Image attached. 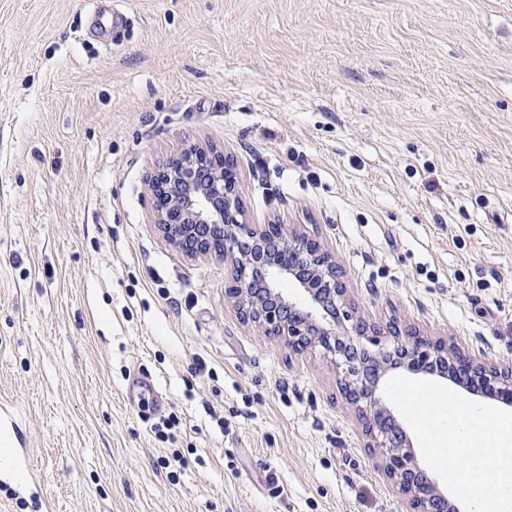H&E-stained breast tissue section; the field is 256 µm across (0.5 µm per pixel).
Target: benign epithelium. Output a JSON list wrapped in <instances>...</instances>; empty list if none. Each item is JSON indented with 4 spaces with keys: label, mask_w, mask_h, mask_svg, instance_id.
I'll return each mask as SVG.
<instances>
[{
    "label": "benign epithelium",
    "mask_w": 512,
    "mask_h": 512,
    "mask_svg": "<svg viewBox=\"0 0 512 512\" xmlns=\"http://www.w3.org/2000/svg\"><path fill=\"white\" fill-rule=\"evenodd\" d=\"M202 171L210 173L206 180ZM155 223L191 256L214 255L232 274L229 298L240 319L297 353L313 351L332 365L341 397L353 409L364 447L406 504V512H458L420 468L411 441L378 395L390 371L460 379L457 386L487 398L512 402V367H499L462 352L451 337L432 338L399 322L355 315L335 256L299 224H251L242 207L230 161L209 143L194 141L150 176ZM202 225L221 228V246L198 234ZM296 283L308 297L298 307L276 289L274 279ZM266 282L254 293L253 282Z\"/></svg>",
    "instance_id": "obj_1"
}]
</instances>
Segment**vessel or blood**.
<instances>
[{
	"instance_id": "b4317fda",
	"label": "vessel or blood",
	"mask_w": 512,
	"mask_h": 512,
	"mask_svg": "<svg viewBox=\"0 0 512 512\" xmlns=\"http://www.w3.org/2000/svg\"><path fill=\"white\" fill-rule=\"evenodd\" d=\"M0 436L7 438L11 446L9 462L0 463V490L5 493L0 500L11 505L29 497L39 505L41 512H46L47 498L35 474L17 408L4 401L0 402Z\"/></svg>"
}]
</instances>
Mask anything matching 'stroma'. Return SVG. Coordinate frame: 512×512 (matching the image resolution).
I'll return each mask as SVG.
<instances>
[{
	"label": "stroma",
	"instance_id": "35a3bbf8",
	"mask_svg": "<svg viewBox=\"0 0 512 512\" xmlns=\"http://www.w3.org/2000/svg\"><path fill=\"white\" fill-rule=\"evenodd\" d=\"M198 137L359 313L512 364V0H0V398L52 512H404L331 366L153 224Z\"/></svg>",
	"mask_w": 512,
	"mask_h": 512
}]
</instances>
